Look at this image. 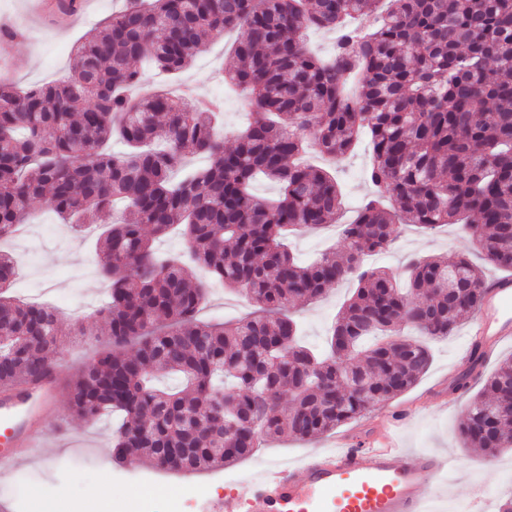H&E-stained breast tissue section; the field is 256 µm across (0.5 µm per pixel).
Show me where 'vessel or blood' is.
<instances>
[{"mask_svg":"<svg viewBox=\"0 0 512 512\" xmlns=\"http://www.w3.org/2000/svg\"><path fill=\"white\" fill-rule=\"evenodd\" d=\"M473 336L469 352L484 360L512 339V275L485 283ZM60 383L54 371L0 390V478L44 457L39 432ZM398 422V411L379 412L362 439L341 436L336 448L255 479L247 512H429V500L441 493L457 462L434 451L406 453L383 433Z\"/></svg>","mask_w":512,"mask_h":512,"instance_id":"vessel-or-blood-1","label":"vessel or blood"}]
</instances>
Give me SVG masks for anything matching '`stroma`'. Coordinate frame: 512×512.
Listing matches in <instances>:
<instances>
[{
    "instance_id": "1",
    "label": "stroma",
    "mask_w": 512,
    "mask_h": 512,
    "mask_svg": "<svg viewBox=\"0 0 512 512\" xmlns=\"http://www.w3.org/2000/svg\"><path fill=\"white\" fill-rule=\"evenodd\" d=\"M29 0H0V24L17 27L20 35L0 53V80H14L31 87L56 80L68 73L72 64L73 45L95 25L119 9L123 0H93L92 5L72 18L67 27L57 26L55 19H43L28 11ZM235 32L208 39L207 46L192 64L179 76L178 86H192L204 90L214 110L224 114V143L232 145L247 118L237 108L242 95L221 84L225 69L232 65L230 47ZM370 164L368 138H360L355 149L336 167V175L345 195L348 212H355L375 189L366 176ZM57 217L46 203L39 202L27 224V235L22 240H8L10 251L22 250L34 259L33 266L21 272L12 295L30 302L56 308L62 316V332L57 342L54 362L64 377H72L105 348V334L83 335L90 315L101 307L103 292L110 284L98 271L83 272L84 258L95 257L99 230L88 225L82 231L66 230L58 233L52 225ZM291 248L299 261L305 262L332 249L343 251L344 238L341 224L335 223L316 230L295 233L290 238ZM468 255L474 264H481L480 254L473 251L461 225L450 224L431 232H423L411 224L398 225L394 244L385 251L371 254L365 264L399 273L408 258L415 255H435L451 260ZM208 303L199 318L203 321L229 322L250 309L240 294L225 289L223 284L204 279ZM354 282L347 281L330 287L319 301L298 307L295 317L301 340L313 348L323 347L331 324L342 304L351 297ZM470 321H463L448 337L429 340L430 366L422 379L410 390L393 400L394 405L409 411L410 416L395 429L398 442L410 450H434L451 454L463 461L464 466L449 478L445 498L432 503L433 512H475L470 490L478 486L483 490L484 512H497L500 499L512 497V450L504 449L497 455L493 466H468L469 458L479 456L476 448H465L461 443L460 421L470 402L471 393L456 396L450 388L454 378L467 372L471 362L464 356L466 333ZM52 433L46 437L48 457L36 461L8 478L0 479V500H15L16 490L30 484L34 495L54 486L60 478L59 462L83 465L82 474L72 475L73 488L82 489L90 482L109 486L113 495L124 496L129 488L123 478L147 472L145 463L128 460L118 463L112 459V420L101 419L90 425L71 412L66 392H59L52 415ZM360 419L341 425L331 432L308 440L282 436L263 442L255 454L233 466L238 479L234 482H213L212 471L194 473L162 472L155 485L149 486L151 495L165 493L172 503V512H205L200 502H183L186 486L212 481V498L219 501L232 494L246 499L252 480L266 472L273 461L296 463L315 449L332 448L338 434L366 427Z\"/></svg>"
}]
</instances>
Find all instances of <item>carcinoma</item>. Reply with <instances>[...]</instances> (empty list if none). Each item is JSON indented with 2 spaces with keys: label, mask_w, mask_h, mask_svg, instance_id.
<instances>
[{
  "label": "carcinoma",
  "mask_w": 512,
  "mask_h": 512,
  "mask_svg": "<svg viewBox=\"0 0 512 512\" xmlns=\"http://www.w3.org/2000/svg\"><path fill=\"white\" fill-rule=\"evenodd\" d=\"M378 2L126 0L77 45L64 79L29 88L0 80V240L40 199L76 226L125 203L99 260L111 282L98 310L108 349L65 383L87 421L120 417L117 461L174 473L223 467L263 438H314L410 389L430 354L402 327L452 334L480 305L485 278L465 257L411 258L405 288L365 266L399 224H461L487 264L512 270V0H390L371 31L344 25ZM229 29L240 35L224 80L247 93L252 119L226 151L218 113L164 87L139 94L137 64L173 80ZM309 29L337 34L331 57L305 49ZM363 135L377 194L344 225V254L302 264L286 233L332 224L344 204L334 169L301 155L312 143L334 165ZM186 147L209 164L174 181ZM259 176L279 185L277 198L251 193ZM174 228L187 262L153 251L152 237ZM193 265L256 310L200 321L206 291L191 281ZM16 269L1 251V388L54 368L61 325L51 308L9 295ZM348 280L357 288L329 351L316 355L299 342L294 305ZM166 376L178 386L158 387ZM460 436L488 456L512 448V359L471 399Z\"/></svg>",
  "instance_id": "obj_1"
}]
</instances>
